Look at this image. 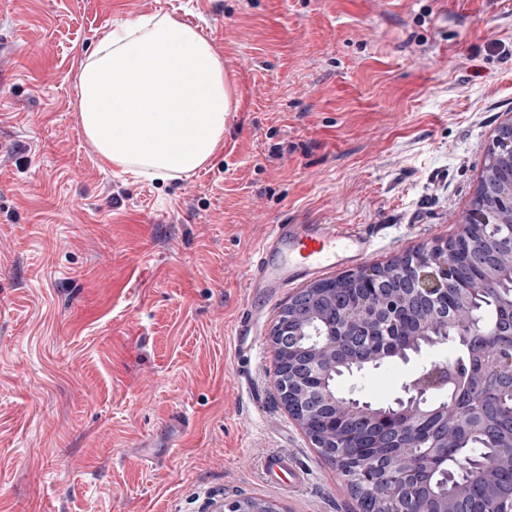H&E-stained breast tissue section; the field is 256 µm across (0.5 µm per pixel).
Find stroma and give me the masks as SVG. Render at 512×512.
Returning a JSON list of instances; mask_svg holds the SVG:
<instances>
[{"label":"stroma","instance_id":"1","mask_svg":"<svg viewBox=\"0 0 512 512\" xmlns=\"http://www.w3.org/2000/svg\"><path fill=\"white\" fill-rule=\"evenodd\" d=\"M156 12L213 43L239 102L166 182L103 163L75 109L102 30ZM510 113L512 0H0V512H361L273 381L296 288L235 351L246 260L273 224L370 226L373 266L454 238ZM455 351L341 387L385 404Z\"/></svg>","mask_w":512,"mask_h":512}]
</instances>
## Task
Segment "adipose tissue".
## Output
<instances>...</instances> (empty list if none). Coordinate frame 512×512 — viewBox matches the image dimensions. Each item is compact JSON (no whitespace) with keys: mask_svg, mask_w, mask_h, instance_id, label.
<instances>
[{"mask_svg":"<svg viewBox=\"0 0 512 512\" xmlns=\"http://www.w3.org/2000/svg\"><path fill=\"white\" fill-rule=\"evenodd\" d=\"M233 110L223 58L169 14L114 21L80 64L82 131L103 162L136 177H190L223 142Z\"/></svg>","mask_w":512,"mask_h":512,"instance_id":"1","label":"adipose tissue"}]
</instances>
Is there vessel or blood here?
I'll return each instance as SVG.
<instances>
[{
    "instance_id": "vessel-or-blood-1",
    "label": "vessel or blood",
    "mask_w": 512,
    "mask_h": 512,
    "mask_svg": "<svg viewBox=\"0 0 512 512\" xmlns=\"http://www.w3.org/2000/svg\"><path fill=\"white\" fill-rule=\"evenodd\" d=\"M374 239L365 229H337L318 224H273L246 263L248 302L238 312L237 349L251 352L248 330L261 323L266 303L284 288L341 268L361 265L373 253Z\"/></svg>"
}]
</instances>
